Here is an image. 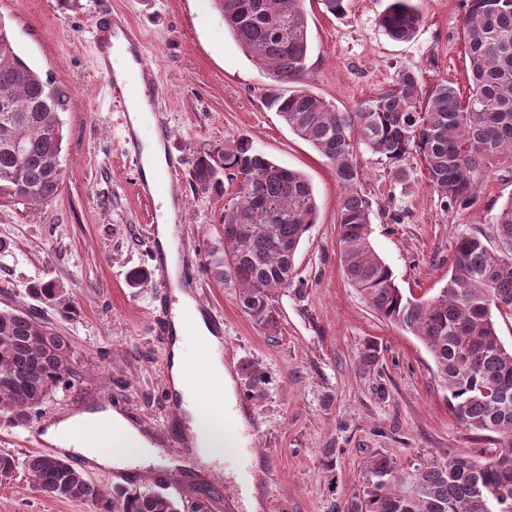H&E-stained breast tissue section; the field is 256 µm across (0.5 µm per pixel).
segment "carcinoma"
<instances>
[{"label": "carcinoma", "mask_w": 512, "mask_h": 512, "mask_svg": "<svg viewBox=\"0 0 512 512\" xmlns=\"http://www.w3.org/2000/svg\"><path fill=\"white\" fill-rule=\"evenodd\" d=\"M213 2L239 46L270 71L266 105L329 161L345 189L337 224L347 280L377 316L424 344L454 415L473 430L495 434L500 444L482 461L460 451L444 460L421 459L408 471L397 456L374 453L365 462L362 496L347 512H512V348L502 343L496 320L512 312V199L496 215V247L475 235L459 237L440 293L408 297L371 245V204L358 190L361 173L353 160L357 144L385 158L400 179V162L415 153L443 208L473 203L483 167L512 161V0H466L467 99L447 82L425 96L417 73L404 69L392 88L353 112H340L307 90H284L301 83L307 71L303 0ZM421 22L416 0H391L380 19L396 41L412 39ZM46 84L0 25V97L8 103V111H0L1 196L43 203L60 193L64 95L58 90L56 104L38 107ZM17 141L22 157L13 151ZM220 169L240 178L238 200L224 211V235L208 247L204 269L219 283H236L241 310L274 333L276 297L295 282V256L317 221V201L302 174L266 158L245 137L224 144L221 164L209 156L196 159L198 190L220 189ZM31 293L58 309L70 308L54 283ZM70 353L68 341L49 323L0 309V415L15 427L33 421L53 391L77 380ZM379 355L375 341L363 343L359 371L369 372ZM23 465L36 490L48 497L89 502L102 512H181L179 501L163 491L125 496L116 506L62 457L35 453Z\"/></svg>", "instance_id": "obj_1"}]
</instances>
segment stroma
<instances>
[{
	"label": "stroma",
	"mask_w": 512,
	"mask_h": 512,
	"mask_svg": "<svg viewBox=\"0 0 512 512\" xmlns=\"http://www.w3.org/2000/svg\"><path fill=\"white\" fill-rule=\"evenodd\" d=\"M388 4L344 0L334 15L320 0H304L306 90L350 112L409 68L423 87L445 81L468 94L465 0H419L423 22L406 42L380 25ZM105 8L141 32L145 62L159 81L155 108L165 150L181 161L173 182L180 266L202 264L225 209L238 200L237 181L225 180L219 194L197 191L192 181L196 158H220L227 140L247 136L269 159L302 173L319 206L295 257V284L277 299L276 333L257 328L239 308L233 283L198 276L196 303L224 319V369L233 382L232 410L241 417L240 445L219 461L225 512H332L361 494L363 464L377 451L397 455L406 468L431 456L492 451L493 441L451 412L424 345L378 317L350 285L337 224L344 191L335 170L264 105L271 76L225 29L212 0H0V23L19 54L65 96L61 194L39 205L0 197V308L44 315L69 340L80 376L58 387L28 427L0 417V454L17 462L11 479L0 482V512H98L33 487L22 462L34 451L51 452L49 444H30L43 425L102 409L107 394L149 439H162L169 416L170 348L154 330L169 310L152 280L132 282L134 272L152 269L149 236L161 205L139 193L136 168L124 156L123 116L109 85L93 76L92 22ZM355 161L359 189L372 205L371 245L399 288L417 298L445 286L458 237L493 239L495 217L512 199V163L487 166L475 201L447 210L420 156L405 158L401 182L385 159L365 149L356 150ZM48 280L64 288L70 310L30 295L32 285ZM368 340L382 354L362 374L357 352ZM253 368L265 376L256 389L248 379ZM327 448L337 451L331 469Z\"/></svg>",
	"instance_id": "obj_1"
}]
</instances>
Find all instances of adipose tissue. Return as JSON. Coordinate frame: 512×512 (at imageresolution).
Here are the masks:
<instances>
[{
	"label": "adipose tissue",
	"mask_w": 512,
	"mask_h": 512,
	"mask_svg": "<svg viewBox=\"0 0 512 512\" xmlns=\"http://www.w3.org/2000/svg\"><path fill=\"white\" fill-rule=\"evenodd\" d=\"M150 110L147 87H140L135 98L128 104L130 129L144 141L142 153L143 178L153 183L165 171V153L159 132L145 134V116ZM179 302L173 311L171 324L175 339L170 348V382L180 397V406L191 434L200 438L206 446L221 449L232 446L231 438L224 433V405L232 397L230 376L224 369V344L208 325L205 318L197 316L194 321V339L203 351L205 366L211 376L218 378L223 386L222 402L200 398L185 372L184 325L182 314L195 312V300L187 293H179ZM47 442L59 448L74 449L100 467L109 468L127 461L131 453L146 444L144 437L118 413L107 411H81L58 418L44 434Z\"/></svg>",
	"instance_id": "adipose-tissue-1"
}]
</instances>
